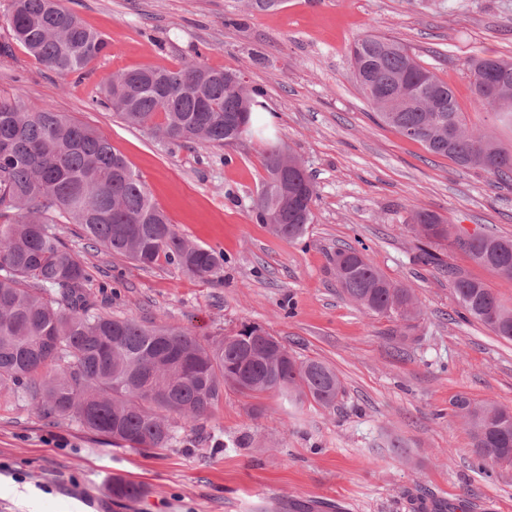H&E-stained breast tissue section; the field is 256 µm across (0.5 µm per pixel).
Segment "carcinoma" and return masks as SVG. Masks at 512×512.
Instances as JSON below:
<instances>
[{"label": "carcinoma", "mask_w": 512, "mask_h": 512, "mask_svg": "<svg viewBox=\"0 0 512 512\" xmlns=\"http://www.w3.org/2000/svg\"><path fill=\"white\" fill-rule=\"evenodd\" d=\"M285 0H246L252 13ZM11 39L60 76L85 69L107 49L62 0H13ZM356 82L385 125L463 169L512 182V148L473 134L455 92L398 39L367 34L350 49ZM477 111L512 126V61L467 60ZM236 72L197 62L175 69L144 66L108 80L106 104L125 123L169 141L230 145L233 118L256 125L258 90L234 83ZM276 141L263 152L266 175L253 204L256 223L277 237L300 238L313 220L316 187L292 172L304 217L277 190L284 159ZM76 224L90 243L143 267L172 266L210 279L222 257L185 239L151 201L145 184L97 130L47 105L0 96V396H16L42 419H73L106 441L134 451L171 447L178 429L202 430L224 400V389L248 397L278 394L284 404L336 406L343 385L318 360L295 357L259 325L220 338L188 328L146 325L100 311L86 291L88 273L49 228ZM411 231L429 244L451 237L445 219L421 209ZM479 266L512 279V239L482 234L456 239ZM330 263L344 297L372 316L394 322L400 335L421 308L412 289L394 282L367 254L338 249ZM464 315L512 341V306L483 282L448 268ZM475 454L512 465V411L492 401L456 400ZM144 488L112 478V497L134 499Z\"/></svg>", "instance_id": "obj_1"}]
</instances>
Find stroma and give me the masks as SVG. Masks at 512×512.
<instances>
[{
  "instance_id": "stroma-1",
  "label": "stroma",
  "mask_w": 512,
  "mask_h": 512,
  "mask_svg": "<svg viewBox=\"0 0 512 512\" xmlns=\"http://www.w3.org/2000/svg\"><path fill=\"white\" fill-rule=\"evenodd\" d=\"M108 43L83 79L63 77L20 45L0 55V96L47 104L103 133L185 238L224 256L203 281L144 267L91 246L74 224L54 230L83 260L108 312L214 337L257 324L297 357L336 369L334 411L284 406L277 395L224 392L204 429L162 451L101 440L75 421L47 422L0 398V512H89L113 476L143 497L107 512H414L420 499L462 512H512V465L477 458L457 398L512 410V341L463 319L449 269L512 305V280L475 264L456 242L444 268L420 263L410 232L424 208L455 234L512 239V184L462 169L382 124L350 62L355 40L399 38L448 82L470 128L512 142V130L472 108L471 57L512 59V0H288L247 13L244 0H63ZM196 60L236 70L261 92L260 117L316 183L314 220L286 241L252 216L262 142L176 143L128 126L102 104L113 73ZM365 249L389 279L414 289L422 318L411 339L349 303L329 263Z\"/></svg>"
}]
</instances>
